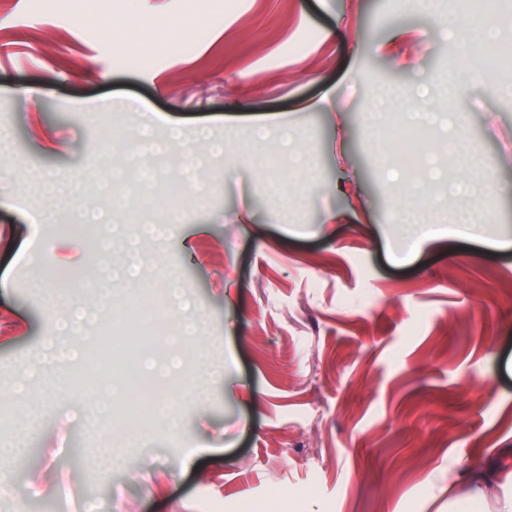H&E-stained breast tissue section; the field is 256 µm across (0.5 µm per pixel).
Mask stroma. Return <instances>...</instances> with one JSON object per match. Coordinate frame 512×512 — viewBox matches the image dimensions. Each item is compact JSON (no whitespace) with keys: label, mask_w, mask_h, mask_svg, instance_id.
I'll return each instance as SVG.
<instances>
[{"label":"stroma","mask_w":512,"mask_h":512,"mask_svg":"<svg viewBox=\"0 0 512 512\" xmlns=\"http://www.w3.org/2000/svg\"><path fill=\"white\" fill-rule=\"evenodd\" d=\"M457 16L452 0L431 14L419 0H71L64 15L0 0V448H29L0 458V512H448L449 472L512 445V98L498 92L512 68L448 96ZM128 38L149 49L124 64ZM405 86L488 166L461 172L439 128L413 159L388 154L406 115L370 124L364 105ZM131 97L141 111L123 110ZM89 113L117 121L116 164L139 157L146 127L223 139L222 155L176 145L160 160L156 193L188 165L207 195L163 242L111 209ZM42 169L83 179L51 224L29 178ZM409 202L432 224L462 209L495 221L398 264ZM87 206L110 239L102 262L63 249ZM131 243L138 285L175 273L170 315L196 325L145 350L143 376L163 391L222 372L180 407L179 431L148 422L132 449L128 391L88 398L44 344L93 343L90 328L58 334L63 311L120 297ZM91 448L119 465L94 467Z\"/></svg>","instance_id":"1"}]
</instances>
